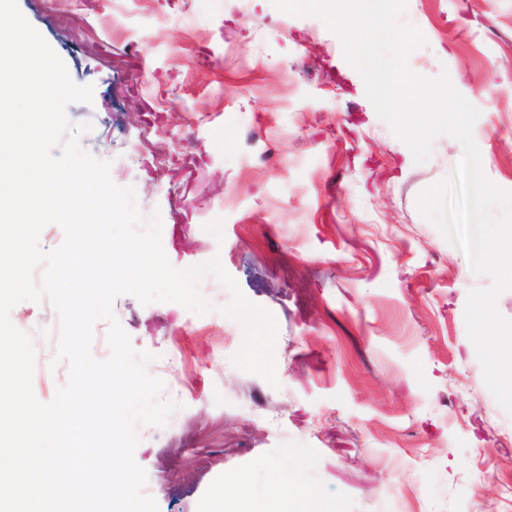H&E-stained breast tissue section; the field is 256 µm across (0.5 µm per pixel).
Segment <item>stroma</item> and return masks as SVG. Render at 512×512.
Returning <instances> with one entry per match:
<instances>
[{
  "label": "stroma",
  "mask_w": 512,
  "mask_h": 512,
  "mask_svg": "<svg viewBox=\"0 0 512 512\" xmlns=\"http://www.w3.org/2000/svg\"><path fill=\"white\" fill-rule=\"evenodd\" d=\"M93 100L67 105L79 144L161 218L179 269L219 259L278 327V386L231 361L244 329L208 276L210 308L113 314L176 410L142 425L134 460L159 512H206L214 487L272 470L343 512H512V414L487 388L465 310L492 286L422 216L418 197L463 155L441 135L415 162L380 119L340 38L271 0H17ZM424 43L412 72L480 116L485 176L512 192V0H406ZM43 403L68 381L59 316L23 301Z\"/></svg>",
  "instance_id": "obj_1"
}]
</instances>
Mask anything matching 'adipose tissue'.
<instances>
[{"label":"adipose tissue","instance_id":"obj_1","mask_svg":"<svg viewBox=\"0 0 512 512\" xmlns=\"http://www.w3.org/2000/svg\"><path fill=\"white\" fill-rule=\"evenodd\" d=\"M208 512H341V507L313 489L292 485L286 475L275 469L268 495L254 496L247 475L242 474L213 492Z\"/></svg>","mask_w":512,"mask_h":512}]
</instances>
